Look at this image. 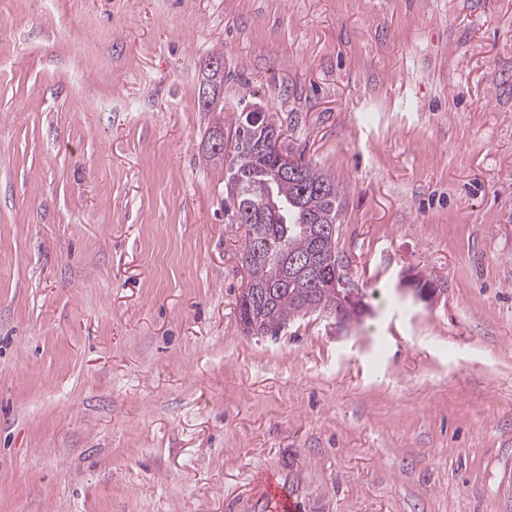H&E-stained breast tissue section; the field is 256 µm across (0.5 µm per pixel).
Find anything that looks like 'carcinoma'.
<instances>
[{
    "mask_svg": "<svg viewBox=\"0 0 512 512\" xmlns=\"http://www.w3.org/2000/svg\"><path fill=\"white\" fill-rule=\"evenodd\" d=\"M267 129H281L272 113L258 125L238 123L225 189L246 229L248 283L236 303L238 319L274 336L299 316L335 309L328 281L346 274L336 250L341 188L327 169L303 158L297 177L270 180L272 154L251 149Z\"/></svg>",
    "mask_w": 512,
    "mask_h": 512,
    "instance_id": "carcinoma-1",
    "label": "carcinoma"
}]
</instances>
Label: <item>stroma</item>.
I'll use <instances>...</instances> for the list:
<instances>
[{
    "instance_id": "1",
    "label": "stroma",
    "mask_w": 512,
    "mask_h": 512,
    "mask_svg": "<svg viewBox=\"0 0 512 512\" xmlns=\"http://www.w3.org/2000/svg\"><path fill=\"white\" fill-rule=\"evenodd\" d=\"M251 105L342 189L356 321L239 323L206 145ZM268 473L512 512V0H0V512H270Z\"/></svg>"
}]
</instances>
